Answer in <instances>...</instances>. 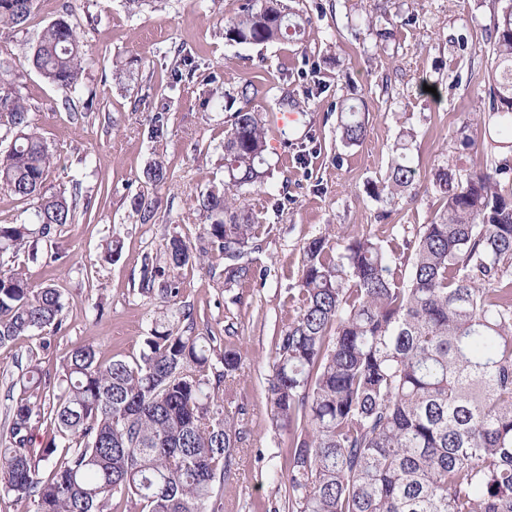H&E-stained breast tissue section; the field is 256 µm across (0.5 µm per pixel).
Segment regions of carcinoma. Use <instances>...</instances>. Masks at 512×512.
I'll list each match as a JSON object with an SVG mask.
<instances>
[{"label": "carcinoma", "mask_w": 512, "mask_h": 512, "mask_svg": "<svg viewBox=\"0 0 512 512\" xmlns=\"http://www.w3.org/2000/svg\"><path fill=\"white\" fill-rule=\"evenodd\" d=\"M34 0H0V32L24 26ZM67 11L43 28L32 51L39 74L72 100L91 62ZM300 32L282 8L247 5L224 26L245 44ZM494 78L482 123L493 148L512 149V4L493 19ZM265 119L239 110L224 138L228 182L197 195L212 249L232 263L225 281L251 276L237 263L259 225L234 206L232 189L266 175ZM0 192L34 201L27 221L0 224V252L37 255L41 238L74 222L66 190L43 192L54 158L28 121L12 74L0 71ZM341 137H367L356 107L344 108ZM416 169L400 153L371 194L402 196ZM512 167L464 175L434 171L441 206L413 235L402 224L347 238L337 249L319 235L303 249L298 313L276 339L268 391L288 428V512H512ZM193 248L174 237L178 270ZM63 302L50 284L0 269V347L61 328ZM169 313L132 363L79 346L63 359L57 385L37 358L27 386L0 427V496L33 512H111L119 496L136 512H208L217 483L232 473L242 421L224 414L211 387L242 364L216 337L184 335ZM51 431L43 445L36 431ZM64 451L51 467L45 463Z\"/></svg>", "instance_id": "obj_1"}]
</instances>
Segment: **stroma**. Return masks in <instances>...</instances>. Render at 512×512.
Wrapping results in <instances>:
<instances>
[{"label":"stroma","instance_id":"1","mask_svg":"<svg viewBox=\"0 0 512 512\" xmlns=\"http://www.w3.org/2000/svg\"><path fill=\"white\" fill-rule=\"evenodd\" d=\"M245 2L157 0L132 14L125 0H36L29 22L0 36V68L12 73L55 159L45 188L76 191L74 222L39 242L37 260L0 253V266L21 268L35 285L54 284L64 303L60 330L0 348V410L19 397L29 354H38L50 383L61 357L83 344L130 361L162 311L180 310V332L215 336L218 347L244 357L222 389L225 412L242 417L246 435L211 512H283L288 432L276 423L267 380L275 339L297 314L290 296L303 249L321 234H379L388 223L418 230L439 208L427 189L434 169L472 171L512 157L491 148L480 124L492 80L488 29L507 0H283L301 34L264 45L224 35ZM65 4L92 52L82 102H66L30 57ZM179 57L186 66L176 67ZM118 61L127 64L121 76ZM344 105L366 114L360 145L341 139ZM240 109L301 117L285 134L287 154L267 151L264 184L239 192L260 226L256 248L243 257L255 277L226 285L227 260L214 251L172 273V238L206 248V219L194 199L224 180V137ZM159 112L165 125L155 138ZM402 146L419 195L371 198L368 185L385 182ZM159 161L168 177L155 183L147 172ZM139 201L150 220L135 210ZM113 240L122 249L110 258ZM173 279L180 293L170 299L163 288Z\"/></svg>","mask_w":512,"mask_h":512}]
</instances>
